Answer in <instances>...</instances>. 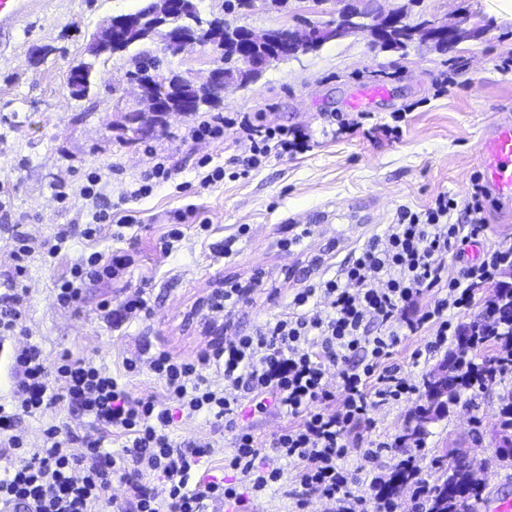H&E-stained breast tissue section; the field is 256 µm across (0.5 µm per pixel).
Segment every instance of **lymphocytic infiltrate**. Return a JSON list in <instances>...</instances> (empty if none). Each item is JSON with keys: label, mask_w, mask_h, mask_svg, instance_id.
Returning <instances> with one entry per match:
<instances>
[{"label": "lymphocytic infiltrate", "mask_w": 512, "mask_h": 512, "mask_svg": "<svg viewBox=\"0 0 512 512\" xmlns=\"http://www.w3.org/2000/svg\"><path fill=\"white\" fill-rule=\"evenodd\" d=\"M228 127L237 130L245 145L242 164L248 170L270 155L308 147L306 135L254 124L246 114L211 116L189 127L185 136L220 143ZM105 188L94 173L79 190L96 206L83 230L86 239L106 228L113 238L123 239L135 221L129 214L114 216L103 205ZM486 199L476 177L465 204L443 193L423 211L401 208L395 223L370 238L335 275L297 289L286 312L267 320L255 334L234 336L191 360L164 349L146 360L126 357L124 374L117 377L90 358L66 353L50 366L36 345L13 350L12 398L0 402V454L11 459L10 468L0 475V505L17 503L30 512H98L104 506L114 512H214L224 503L242 507L281 478L280 468L260 459L267 445L300 466L304 496L296 501L298 512H304L309 492L343 503L344 512H378L379 497L352 492L358 476L343 464L348 432L372 408L416 395V386L389 363L406 337L422 330L432 337L425 349L413 352V360L440 350L449 337L461 333L452 312L475 311L482 289L504 287L512 271V245L486 251L454 272L447 266L449 252L484 236ZM460 206L469 213V224L451 223L452 212ZM66 239L61 232L35 243L25 232H16L11 294L0 307V338L26 334L28 264L37 253L56 258ZM133 262V255L121 249L91 253L57 283V305L79 308L87 288L123 275ZM427 292L430 304L417 308L418 297ZM475 313L472 328L494 322L500 331L512 330V321L496 320L491 309ZM331 368L338 378L333 389L325 381ZM211 371L223 374V388L212 386L207 377ZM146 372L162 383L170 404L131 394L127 378ZM248 401L258 411L270 407L285 413L287 425L267 443L249 428H239L224 461L238 480H204L200 472L209 456L206 444L182 447L172 439L170 426L201 413L231 425ZM60 402L77 406L101 431L100 438L84 443L83 455L73 453L81 440L66 426L48 424L38 448L27 447L15 433L21 415L34 416ZM108 436L120 440L119 450L105 447ZM151 476L161 482L162 493L148 488ZM116 480L125 484L130 501L113 496Z\"/></svg>", "instance_id": "lymphocytic-infiltrate-1"}]
</instances>
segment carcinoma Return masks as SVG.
I'll return each instance as SVG.
<instances>
[{
    "label": "carcinoma",
    "instance_id": "1",
    "mask_svg": "<svg viewBox=\"0 0 512 512\" xmlns=\"http://www.w3.org/2000/svg\"><path fill=\"white\" fill-rule=\"evenodd\" d=\"M153 4L148 2L138 10L141 17L139 27L128 32L117 46H109L101 42L100 33L95 31L91 40L100 43L95 55L87 58L73 69L83 73L85 87L79 97L89 94L92 87L93 74L97 65L108 61L114 55L130 54V61L134 69L125 73L129 81L138 79L146 72L165 73L172 79H177L178 73L163 67L161 52L164 51V42L167 33L190 32L199 29L203 22L200 10L186 6L171 15L164 27L156 28L152 19ZM184 97L190 99L187 106L190 114L201 110L203 106L217 103L218 92L209 89H196L188 87L183 92ZM487 343L495 347L496 354L483 358L482 362L473 364L463 357L465 349L458 347L457 351L447 356L437 370L427 374L423 379V396L425 404L416 408L414 417L416 426L406 429L400 436L401 447L407 451L422 450L427 435L428 424L445 416L444 405L435 404L432 393L435 390L448 388V404L457 401L461 392L471 390L484 392L502 378L504 370L512 364V335L488 336ZM499 425L502 431L512 429V390L500 397ZM459 449L448 448L443 456L433 459V466L440 471V475L432 481L419 477V468L408 463L395 468L389 478L383 483V498L387 504H392L393 498L398 496L408 485H417L424 490L427 512H467L471 502L482 499L485 484L479 476V469L475 468L464 458L456 459L452 465H445V460L457 455Z\"/></svg>",
    "mask_w": 512,
    "mask_h": 512
}]
</instances>
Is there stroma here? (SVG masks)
<instances>
[{"label":"stroma","instance_id":"obj_1","mask_svg":"<svg viewBox=\"0 0 512 512\" xmlns=\"http://www.w3.org/2000/svg\"><path fill=\"white\" fill-rule=\"evenodd\" d=\"M506 0H364L378 12L406 7L409 20L435 17L449 22L467 18L483 28L482 36L438 50L413 43L406 54L372 47L355 34L296 59L266 66L243 88L230 87L218 107L226 116L248 113L260 125H283L310 138L308 151L272 157L249 173L238 163L245 148L225 129L224 141L183 139L194 116L171 114L165 125L144 133L122 130L117 98L110 88L129 70V58L116 55L101 66L96 88L88 97L71 96L68 75L85 56V46L100 23L113 15L137 10L142 0H45L42 10L25 20L10 39L0 38V282L11 271L16 227L36 240L69 234L63 255L54 264L33 255L28 283L32 288L27 335L0 347V399L9 400L10 353L38 345L47 363L62 354L93 357L113 374L122 359L145 357L166 349L192 359L207 345L234 333H251L287 309L294 289L320 276H332L372 236L393 223L400 207L424 209L438 194L464 200L474 176L482 174L479 145L490 124L512 122V8ZM205 16H218L233 26L260 32L291 27L303 21L325 22L336 16L334 0H287L257 13L227 12L225 0H198ZM36 44L52 51L40 60L30 57ZM386 87L385 96L362 109L351 106L360 89ZM378 124L393 132H375ZM168 157L177 175L155 186L146 198L124 201L126 189L151 169L157 156ZM223 167V181L201 185L200 159ZM99 172L111 201H124L136 211L138 226L123 240L103 231L95 245L82 237L76 222L82 200L75 193L90 172ZM65 187L74 198L58 203L54 194ZM489 228L479 245L465 248L472 261L488 248L512 242V202L486 205ZM182 225L183 239L171 253H162L159 238L166 225ZM211 225L208 235L197 227ZM248 225L240 234V225ZM300 237L292 249L283 240ZM122 248L136 262L114 280L87 288L82 306L72 311L54 300V284L68 266L90 250L104 253ZM236 281L250 292L244 303L220 311L210 299ZM145 289L149 316L113 327L98 306L119 303L126 291ZM426 333L406 338L390 363L412 383H421L456 350L430 355L413 364L412 351ZM512 389V375L485 392H462L448 413L429 424L425 447L416 463L429 472L434 454L445 448L467 449V458L481 466L485 500L512 497V466H502L496 453L500 427L499 396ZM422 395L375 408L369 422L349 431L345 464L358 469L354 494L371 495L372 485L388 478L403 459L401 449L363 464L360 446L380 439L392 441L405 431ZM50 421L66 423L83 435L96 436L90 417L66 404L44 414L22 417L18 434L29 447L42 444L41 428ZM177 442L209 443L207 469L232 478L224 470L233 432L211 418L175 423ZM282 478L251 504L252 512H296L293 494L299 466L279 461Z\"/></svg>","mask_w":512,"mask_h":512}]
</instances>
